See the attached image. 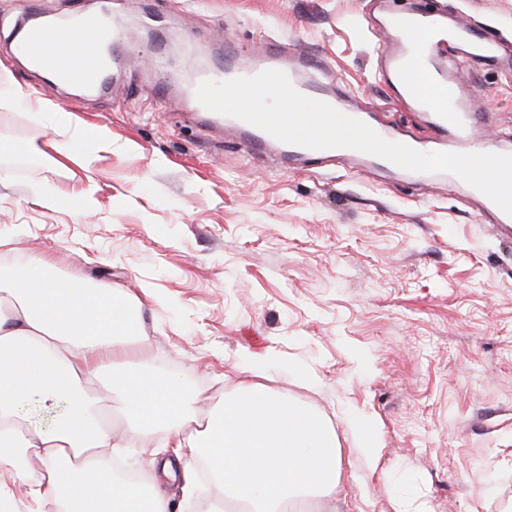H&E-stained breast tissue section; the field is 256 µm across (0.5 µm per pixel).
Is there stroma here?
I'll return each mask as SVG.
<instances>
[{
  "mask_svg": "<svg viewBox=\"0 0 512 512\" xmlns=\"http://www.w3.org/2000/svg\"><path fill=\"white\" fill-rule=\"evenodd\" d=\"M438 2L512 41V0ZM165 5L179 22L148 25ZM366 5L119 0L140 57L104 94L59 86L46 96L11 45L27 0H0V143L35 159L19 169L0 154V269L42 255L142 298L154 374L187 379L204 406L232 392L242 355L264 357L267 385L339 441L335 498L303 512H512V240L447 189L420 195L342 163L295 171L177 120L187 52L216 57L225 42L245 47L265 32L323 56V82L392 108L376 68L384 37L368 28ZM458 77L493 132L512 129V73ZM159 78L163 100L147 92ZM21 92L57 114L20 106ZM69 138L79 156L57 168L49 143ZM42 193L61 201L41 206ZM365 429L377 442L370 460L358 445ZM162 488L176 512H205L214 497L194 472Z\"/></svg>",
  "mask_w": 512,
  "mask_h": 512,
  "instance_id": "stroma-1",
  "label": "stroma"
}]
</instances>
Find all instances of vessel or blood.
<instances>
[{
  "instance_id": "1",
  "label": "vessel or blood",
  "mask_w": 512,
  "mask_h": 512,
  "mask_svg": "<svg viewBox=\"0 0 512 512\" xmlns=\"http://www.w3.org/2000/svg\"><path fill=\"white\" fill-rule=\"evenodd\" d=\"M73 12L77 26L44 20L38 0H33L26 16L14 30L16 51L28 66L51 74L55 81L96 91L103 86L106 69L120 70L128 60L130 48L120 29L109 28L102 13L86 10L82 0H75ZM381 27L386 41L378 54V72L391 91L417 112L422 113L425 136L388 120H378L371 108L359 107L350 90L335 91L312 79L324 62L279 37L261 35L258 48L241 54L232 44L224 47V63L206 71V78L226 81L253 77L269 69L283 71L301 94L326 102L343 114L370 126L384 139L408 145L421 152L498 153L511 148L486 133L488 117L473 112L464 86L452 74L455 63H472L497 68L512 67V60L501 52L496 34L472 24L451 19L440 9L422 5L398 7L388 4ZM88 32L82 45H75V29ZM184 96L192 117L202 125L215 127L246 142L254 155L263 158L278 151L287 158L291 169L303 171L346 157L357 167L372 166L388 178H412L418 188L445 184L464 194L484 223L496 233L512 234V215L506 214L491 199L450 173H411L375 155L350 148L309 149L279 141L267 132L240 119L211 112L196 98L195 86H188Z\"/></svg>"
}]
</instances>
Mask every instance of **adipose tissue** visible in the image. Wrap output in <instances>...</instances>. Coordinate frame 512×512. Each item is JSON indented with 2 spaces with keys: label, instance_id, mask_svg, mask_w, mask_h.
<instances>
[{
  "label": "adipose tissue",
  "instance_id": "adipose-tissue-1",
  "mask_svg": "<svg viewBox=\"0 0 512 512\" xmlns=\"http://www.w3.org/2000/svg\"><path fill=\"white\" fill-rule=\"evenodd\" d=\"M131 310L114 289L61 276L42 256L0 271V472L54 512H171L155 478L125 483L103 463V449L117 452L126 438L161 431L190 461L207 459L212 512L229 501L248 502L251 512H289L296 501L335 494V431L268 388L262 359L245 356L234 391L201 413L197 394L150 374ZM107 367L116 423L92 393ZM26 404L59 416L49 428H32L21 413Z\"/></svg>",
  "mask_w": 512,
  "mask_h": 512
}]
</instances>
